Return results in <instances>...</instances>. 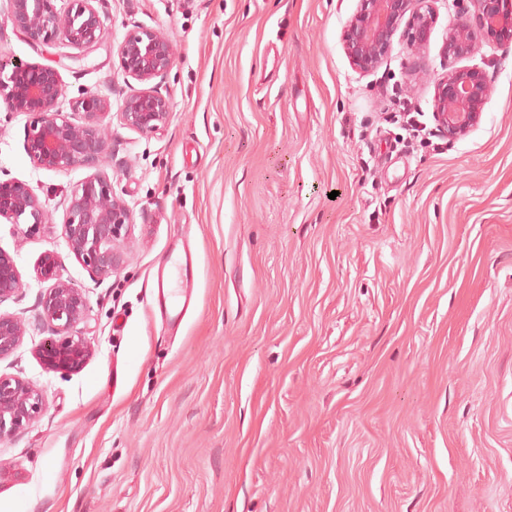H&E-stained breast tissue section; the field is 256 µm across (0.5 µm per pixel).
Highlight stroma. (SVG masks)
I'll return each instance as SVG.
<instances>
[{"label":"stroma","mask_w":512,"mask_h":512,"mask_svg":"<svg viewBox=\"0 0 512 512\" xmlns=\"http://www.w3.org/2000/svg\"><path fill=\"white\" fill-rule=\"evenodd\" d=\"M422 51L397 29L376 68L343 30L359 0H108L82 53L0 16V56L54 67L58 107L132 87L117 48L165 32L170 122L112 121L103 164L134 208L124 269L85 288L95 346L46 372L40 339L0 360L48 407L0 441V512H512V48L484 41L480 124L431 136L454 0ZM28 118L0 104V178L30 182L51 229L0 224L26 287L62 251L61 201L87 169H35ZM196 259L174 330L152 283L173 244Z\"/></svg>","instance_id":"35a3bbf8"}]
</instances>
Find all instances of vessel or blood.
Wrapping results in <instances>:
<instances>
[{
	"label": "vessel or blood",
	"mask_w": 512,
	"mask_h": 512,
	"mask_svg": "<svg viewBox=\"0 0 512 512\" xmlns=\"http://www.w3.org/2000/svg\"><path fill=\"white\" fill-rule=\"evenodd\" d=\"M195 259L190 250H170L166 265L156 279V300L170 323L181 322L187 312L195 285Z\"/></svg>",
	"instance_id": "vessel-or-blood-1"
}]
</instances>
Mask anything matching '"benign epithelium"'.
Instances as JSON below:
<instances>
[{
	"label": "benign epithelium",
	"instance_id": "7a95c632",
	"mask_svg": "<svg viewBox=\"0 0 512 512\" xmlns=\"http://www.w3.org/2000/svg\"><path fill=\"white\" fill-rule=\"evenodd\" d=\"M13 28L34 44L94 50L104 36L99 5L103 0H69L65 12L53 0H7ZM428 0H360L357 12L344 28V50L353 66L368 70L391 44L399 21L412 12L410 46L420 51L435 24ZM457 12L448 22V57L461 60L479 43L493 38L512 45V0H456ZM125 76L142 88L127 95L116 113L120 124L149 136L168 124L171 102L155 80H162L175 62L169 38L160 30L136 28L118 46ZM63 85L56 69L21 59L0 57V102L11 112L29 117L25 151L33 165L44 170H90L62 201L61 238L67 256L92 278L104 280L120 271L125 254L118 243L134 226V210L116 194L112 177L102 170L107 153L105 120L111 101L99 94L74 103L61 112ZM487 75L477 67H457L437 84L434 122L448 139L466 135L477 126L489 102ZM52 216L34 186L16 178L0 179V224L12 225L18 235H34L51 224ZM64 261L57 251L45 253L34 267L35 280L48 284L30 319L0 313V359L13 355L25 336L46 331L51 337L36 346L42 367L53 373L83 368L95 348L79 325L90 312L85 289L63 277ZM24 288L15 259L0 249V303ZM45 392L13 375L0 374V441L26 429L46 409Z\"/></svg>",
	"mask_w": 512,
	"mask_h": 512
}]
</instances>
